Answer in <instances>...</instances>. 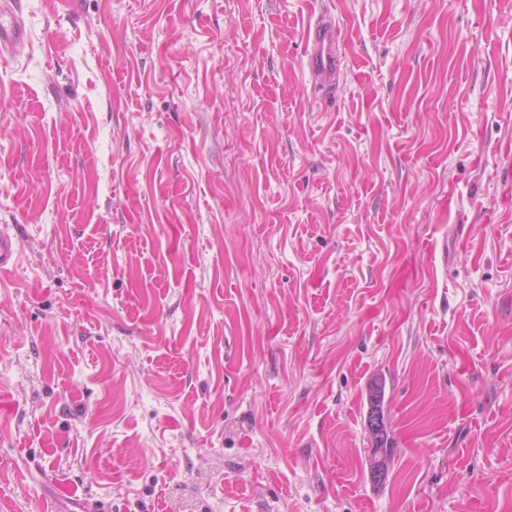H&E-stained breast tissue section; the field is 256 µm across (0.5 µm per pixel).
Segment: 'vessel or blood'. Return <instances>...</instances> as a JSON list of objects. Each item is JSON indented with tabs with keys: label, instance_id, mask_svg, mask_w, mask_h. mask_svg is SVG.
Returning a JSON list of instances; mask_svg holds the SVG:
<instances>
[{
	"label": "vessel or blood",
	"instance_id": "obj_1",
	"mask_svg": "<svg viewBox=\"0 0 512 512\" xmlns=\"http://www.w3.org/2000/svg\"><path fill=\"white\" fill-rule=\"evenodd\" d=\"M27 40V31L15 8V0H0V58L13 56ZM307 67L316 85L325 90L336 85L340 55L339 28L328 15L315 19L305 34ZM20 256L13 237L0 227V270L17 266Z\"/></svg>",
	"mask_w": 512,
	"mask_h": 512
}]
</instances>
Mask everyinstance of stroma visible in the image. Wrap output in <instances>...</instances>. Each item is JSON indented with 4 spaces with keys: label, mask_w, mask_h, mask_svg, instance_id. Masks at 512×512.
I'll return each mask as SVG.
<instances>
[{
    "label": "stroma",
    "mask_w": 512,
    "mask_h": 512,
    "mask_svg": "<svg viewBox=\"0 0 512 512\" xmlns=\"http://www.w3.org/2000/svg\"><path fill=\"white\" fill-rule=\"evenodd\" d=\"M18 6L0 512H512V0ZM339 27L330 15H321L311 23L305 40L309 48L307 67L316 85L324 90L336 86L340 55ZM381 401H382V389H381V387L379 386L378 383H375V385L372 386L370 388V391H369L370 411H369L368 420H367V427H368V425L370 424L371 416L373 414V420H372L373 421V425H372V428H370V430L372 432H380V430L383 428V425L385 424V426H386L385 417H384V415L382 413H380V412H382L381 411ZM377 410H379L380 412H377ZM388 440H389L388 430H387V427H384L382 432L378 436L377 447L376 448H370V452L371 453H373V452L376 453V457H375V464H376L375 475H378V476L374 475V472H373L374 459L370 455V453L368 452L369 472H370L371 478L375 482H381L387 476L388 461H389V458L391 456L390 452L392 450V448L390 447V444L388 446ZM379 448H383L382 449L383 458H382V456H381V454L379 452ZM382 460H383L384 470H383V467H382ZM381 474H382V476H380Z\"/></svg>",
    "instance_id": "35a3bbf8"
}]
</instances>
